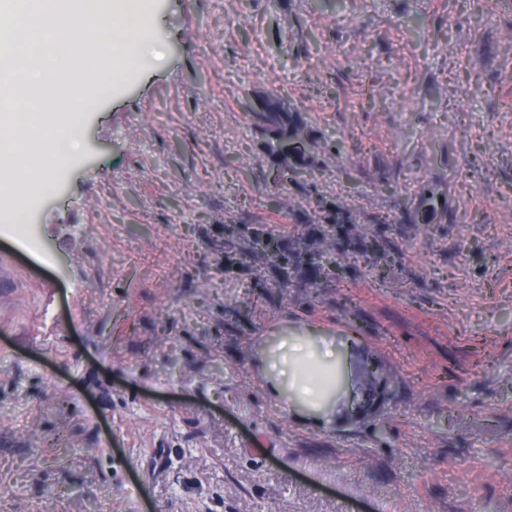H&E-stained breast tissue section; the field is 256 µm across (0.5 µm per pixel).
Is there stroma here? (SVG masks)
<instances>
[{
	"label": "stroma",
	"mask_w": 512,
	"mask_h": 512,
	"mask_svg": "<svg viewBox=\"0 0 512 512\" xmlns=\"http://www.w3.org/2000/svg\"><path fill=\"white\" fill-rule=\"evenodd\" d=\"M141 2L28 238L0 203V512H512V6ZM288 338L339 356L322 426ZM262 112L264 113L260 115V119L274 123L280 129L279 136L276 139V145L274 143H270V149L272 151L277 153L280 151L283 153V150L286 147V152L291 153L300 149L299 145H303L304 142V132L303 130L298 131V129L301 128L300 124L293 121L292 117L288 114V111L284 110L280 100L276 96L271 95L264 101ZM292 136L294 137L291 140V143L286 146L288 140ZM274 242L276 251L273 256L269 253V243ZM252 249L255 253H259L262 258L272 266L278 268L282 272L283 281H288L290 265L288 248L282 245L280 239L270 234L257 235L252 240ZM263 360L272 395L280 396L287 390L310 412L322 411L331 390L322 388L317 381V373L335 368L336 353L332 348L326 345L312 350L303 341H294L288 355L275 351Z\"/></svg>",
	"instance_id": "stroma-1"
}]
</instances>
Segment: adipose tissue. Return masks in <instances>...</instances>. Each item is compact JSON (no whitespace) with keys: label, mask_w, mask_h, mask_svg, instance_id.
Wrapping results in <instances>:
<instances>
[{"label":"adipose tissue","mask_w":512,"mask_h":512,"mask_svg":"<svg viewBox=\"0 0 512 512\" xmlns=\"http://www.w3.org/2000/svg\"><path fill=\"white\" fill-rule=\"evenodd\" d=\"M264 363L272 395L292 392L294 398L310 412H321L329 392L318 383L317 374L335 368L336 354L332 348L313 350L304 342L295 341L291 344L290 353H269Z\"/></svg>","instance_id":"obj_1"}]
</instances>
